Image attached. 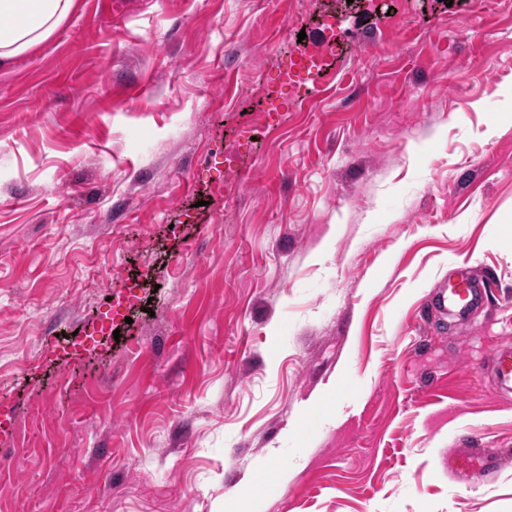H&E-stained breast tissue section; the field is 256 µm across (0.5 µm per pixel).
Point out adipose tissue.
<instances>
[{
    "mask_svg": "<svg viewBox=\"0 0 512 512\" xmlns=\"http://www.w3.org/2000/svg\"><path fill=\"white\" fill-rule=\"evenodd\" d=\"M73 7L74 0H0V57L22 54L46 40Z\"/></svg>",
    "mask_w": 512,
    "mask_h": 512,
    "instance_id": "adipose-tissue-1",
    "label": "adipose tissue"
}]
</instances>
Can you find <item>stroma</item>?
<instances>
[{
  "label": "stroma",
  "instance_id": "1",
  "mask_svg": "<svg viewBox=\"0 0 512 512\" xmlns=\"http://www.w3.org/2000/svg\"><path fill=\"white\" fill-rule=\"evenodd\" d=\"M509 98L512 0H75L0 58V512H512ZM484 279L477 276L468 266L461 265L456 268V278L448 277L439 288H448L441 291L439 301L444 307L458 308L460 311L468 309L475 301L481 299L484 288ZM491 359L501 386L512 387V346L504 343L492 351Z\"/></svg>",
  "mask_w": 512,
  "mask_h": 512
}]
</instances>
